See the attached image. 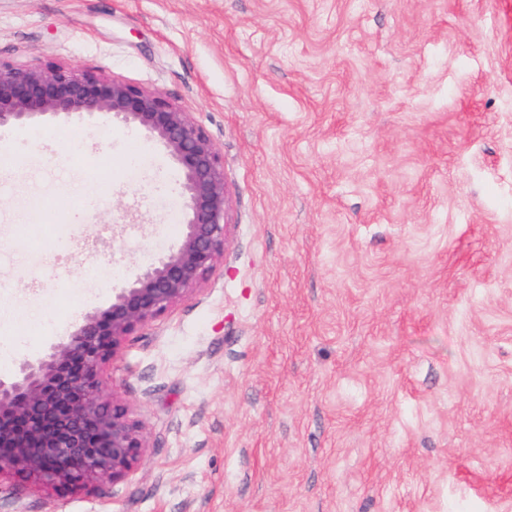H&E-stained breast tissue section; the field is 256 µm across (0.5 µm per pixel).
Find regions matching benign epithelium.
<instances>
[{"instance_id":"benign-epithelium-1","label":"benign epithelium","mask_w":512,"mask_h":512,"mask_svg":"<svg viewBox=\"0 0 512 512\" xmlns=\"http://www.w3.org/2000/svg\"><path fill=\"white\" fill-rule=\"evenodd\" d=\"M73 116L108 129L114 120L139 126L183 175L179 243L68 336L0 378V477L102 492L103 481L125 479L149 448L141 421L117 398H105L103 374L130 336L201 290L224 258L228 190L210 136L160 91L91 71L0 62V128Z\"/></svg>"}]
</instances>
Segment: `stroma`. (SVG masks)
Returning <instances> with one entry per match:
<instances>
[{
	"instance_id": "1",
	"label": "stroma",
	"mask_w": 512,
	"mask_h": 512,
	"mask_svg": "<svg viewBox=\"0 0 512 512\" xmlns=\"http://www.w3.org/2000/svg\"><path fill=\"white\" fill-rule=\"evenodd\" d=\"M34 60L190 112L228 247L103 376L141 462L0 512H512V0H0ZM182 180L132 124L0 129V317L42 318L0 377L178 244Z\"/></svg>"
}]
</instances>
